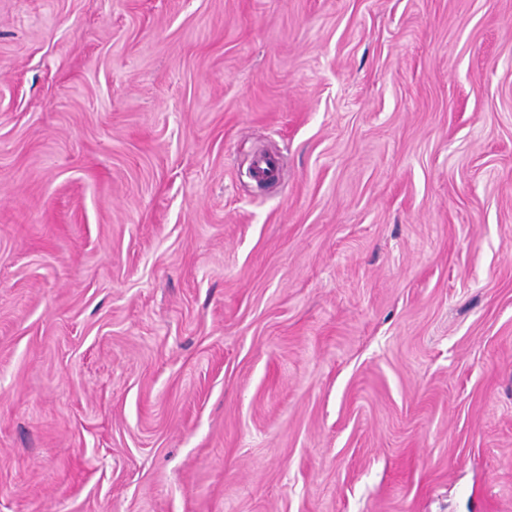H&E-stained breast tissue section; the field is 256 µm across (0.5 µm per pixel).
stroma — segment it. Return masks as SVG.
I'll list each match as a JSON object with an SVG mask.
<instances>
[{
  "label": "stroma",
  "mask_w": 512,
  "mask_h": 512,
  "mask_svg": "<svg viewBox=\"0 0 512 512\" xmlns=\"http://www.w3.org/2000/svg\"><path fill=\"white\" fill-rule=\"evenodd\" d=\"M0 512H512V0H0Z\"/></svg>",
  "instance_id": "1"
}]
</instances>
